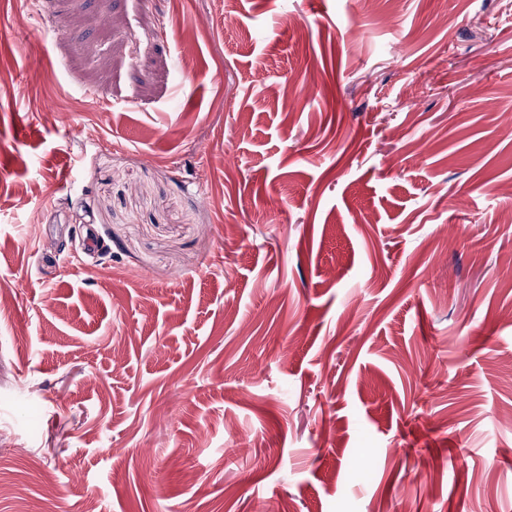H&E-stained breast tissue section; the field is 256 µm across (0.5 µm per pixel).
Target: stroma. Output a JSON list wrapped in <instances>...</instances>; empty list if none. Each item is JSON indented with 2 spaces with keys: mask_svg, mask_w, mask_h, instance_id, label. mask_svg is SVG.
<instances>
[{
  "mask_svg": "<svg viewBox=\"0 0 512 512\" xmlns=\"http://www.w3.org/2000/svg\"><path fill=\"white\" fill-rule=\"evenodd\" d=\"M510 211L512 0H0V512H512Z\"/></svg>",
  "mask_w": 512,
  "mask_h": 512,
  "instance_id": "stroma-1",
  "label": "stroma"
}]
</instances>
